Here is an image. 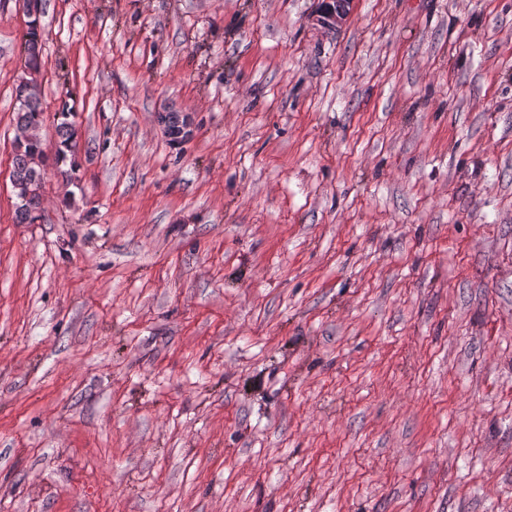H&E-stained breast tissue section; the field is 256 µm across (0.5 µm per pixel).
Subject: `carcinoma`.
<instances>
[{
    "label": "carcinoma",
    "mask_w": 512,
    "mask_h": 512,
    "mask_svg": "<svg viewBox=\"0 0 512 512\" xmlns=\"http://www.w3.org/2000/svg\"><path fill=\"white\" fill-rule=\"evenodd\" d=\"M25 64L32 78L21 81L16 87V111L17 127H32L40 130L43 121V106L40 91L33 75L41 68L43 47L36 30H29L24 37ZM61 121L57 125L58 140L56 143L57 161H70V168L76 167V154L79 140L77 129L73 122L69 121L71 108L62 104L59 109ZM42 150V142L39 134H34L30 140H16L14 155L12 158V180L17 185L14 189L18 199L15 210V218L21 223L31 222L35 219L34 213L40 208L43 174L40 167L31 164L30 157Z\"/></svg>",
    "instance_id": "obj_1"
}]
</instances>
